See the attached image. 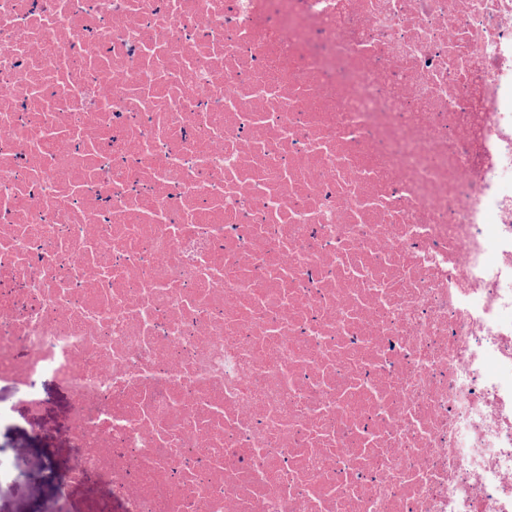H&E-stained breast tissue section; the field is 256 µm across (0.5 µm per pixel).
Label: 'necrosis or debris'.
<instances>
[{"label":"necrosis or debris","mask_w":512,"mask_h":512,"mask_svg":"<svg viewBox=\"0 0 512 512\" xmlns=\"http://www.w3.org/2000/svg\"><path fill=\"white\" fill-rule=\"evenodd\" d=\"M86 512H512V0H0V382ZM42 393L46 397L44 405L39 412L31 414L7 386L1 387L0 384L1 400H9L17 410V422L0 428V448L26 476L22 484L0 490V512H32L29 497L35 488L43 484L62 489L67 512H86V500L91 496L104 495L105 484L95 475H87L80 482L71 481L72 458L78 450L70 444L67 395L51 383L44 384ZM34 445L55 451L56 465L51 472L43 471L27 456L26 448Z\"/></svg>","instance_id":"4bbe7bcc"}]
</instances>
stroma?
<instances>
[{"label":"stroma","mask_w":512,"mask_h":512,"mask_svg":"<svg viewBox=\"0 0 512 512\" xmlns=\"http://www.w3.org/2000/svg\"><path fill=\"white\" fill-rule=\"evenodd\" d=\"M42 393L46 401L39 412L32 414L20 406L18 397L12 396L8 387L0 386V398L10 400L17 407L16 423L0 428V448L26 476L22 484L0 490V512H31L29 497L35 488L43 484L61 488L67 512H85L86 500L104 495L105 485L94 475L79 482L71 481L70 467L77 451L69 439L67 395L50 383L44 384ZM35 445L55 451L56 465L52 471H43L27 456V448Z\"/></svg>","instance_id":"stroma-1"}]
</instances>
